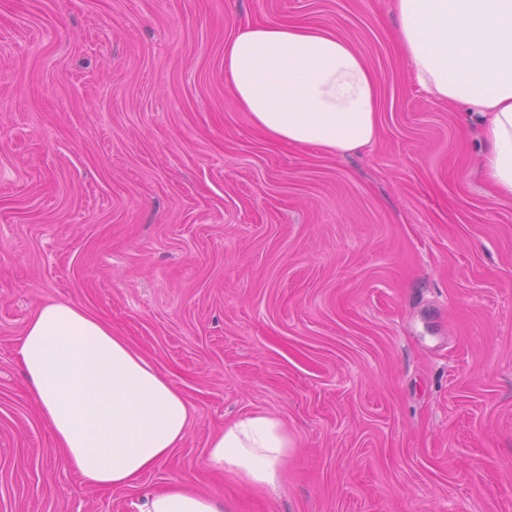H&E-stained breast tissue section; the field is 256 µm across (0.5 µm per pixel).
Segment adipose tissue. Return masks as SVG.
Listing matches in <instances>:
<instances>
[{
    "mask_svg": "<svg viewBox=\"0 0 512 512\" xmlns=\"http://www.w3.org/2000/svg\"><path fill=\"white\" fill-rule=\"evenodd\" d=\"M394 9L413 80L479 124L482 174L512 197V0H394ZM224 77L241 111L274 139L344 156L377 137L375 75L353 44L322 27H247L224 43ZM18 355L66 464L86 485L133 486L184 443V395L88 311L66 302L39 307ZM288 448L277 418L252 413L211 437L208 460L273 489ZM140 512H224V501L177 482L148 496Z\"/></svg>",
    "mask_w": 512,
    "mask_h": 512,
    "instance_id": "1",
    "label": "adipose tissue"
}]
</instances>
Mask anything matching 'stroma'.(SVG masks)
I'll return each mask as SVG.
<instances>
[{"label":"stroma","instance_id":"35a3bbf8","mask_svg":"<svg viewBox=\"0 0 512 512\" xmlns=\"http://www.w3.org/2000/svg\"><path fill=\"white\" fill-rule=\"evenodd\" d=\"M308 23L365 56L376 141L257 130L224 42ZM393 0H0V512H138L172 482L227 512H512V198L478 126L409 77ZM109 323L186 398L134 487L70 470L17 355L44 303ZM279 418L280 485L210 436Z\"/></svg>","mask_w":512,"mask_h":512}]
</instances>
